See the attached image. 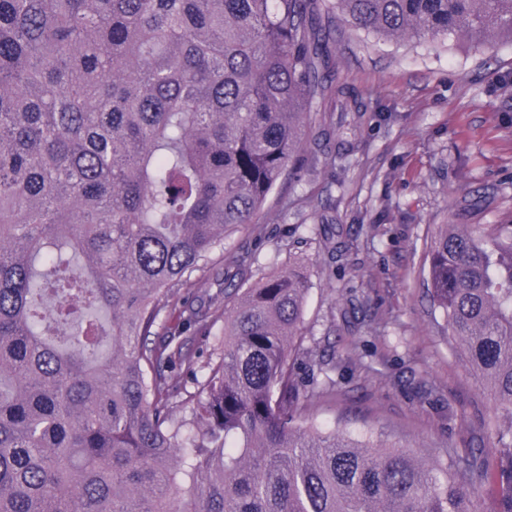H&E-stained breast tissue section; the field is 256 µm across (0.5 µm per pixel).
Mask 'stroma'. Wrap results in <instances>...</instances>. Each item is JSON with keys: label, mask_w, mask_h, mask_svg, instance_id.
I'll list each match as a JSON object with an SVG mask.
<instances>
[{"label": "stroma", "mask_w": 512, "mask_h": 512, "mask_svg": "<svg viewBox=\"0 0 512 512\" xmlns=\"http://www.w3.org/2000/svg\"><path fill=\"white\" fill-rule=\"evenodd\" d=\"M332 32L338 81L369 105L351 139L357 151L311 163L284 181L225 254L265 272L301 261L309 271L303 384L332 382L310 414L323 428L370 423L425 456L466 458L473 512H500L505 487L491 413L431 314L423 272L439 224H512V39L387 40L318 0ZM333 248H326V241ZM325 360L323 370L314 362Z\"/></svg>", "instance_id": "1"}]
</instances>
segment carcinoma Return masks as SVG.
I'll list each match as a JSON object with an SVG mask.
<instances>
[{
	"label": "carcinoma",
	"instance_id": "1",
	"mask_svg": "<svg viewBox=\"0 0 512 512\" xmlns=\"http://www.w3.org/2000/svg\"><path fill=\"white\" fill-rule=\"evenodd\" d=\"M336 3L388 39L512 36V0ZM314 4L0 0V512H472L477 460L303 418L330 391L295 371L303 264L214 262L313 107L364 112ZM210 273L224 303L179 296ZM427 286L507 408L512 512V224L438 225Z\"/></svg>",
	"mask_w": 512,
	"mask_h": 512
}]
</instances>
